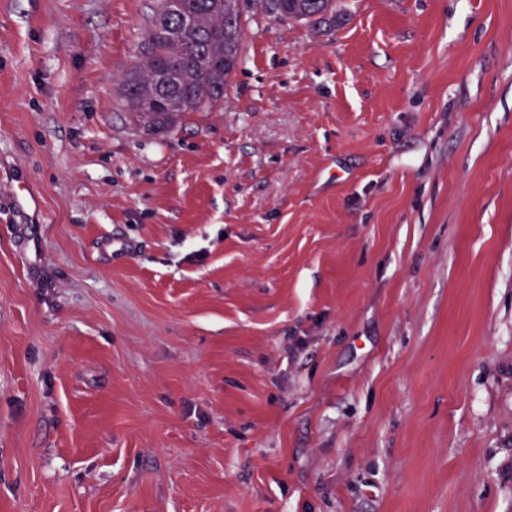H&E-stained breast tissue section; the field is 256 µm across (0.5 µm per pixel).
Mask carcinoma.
<instances>
[{
    "label": "carcinoma",
    "instance_id": "cac0c4a2",
    "mask_svg": "<svg viewBox=\"0 0 512 512\" xmlns=\"http://www.w3.org/2000/svg\"><path fill=\"white\" fill-rule=\"evenodd\" d=\"M249 12L317 25L343 9L340 0H172L151 26L164 37L119 81L123 110L159 133L217 104L241 64Z\"/></svg>",
    "mask_w": 512,
    "mask_h": 512
}]
</instances>
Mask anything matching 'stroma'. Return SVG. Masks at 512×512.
I'll list each match as a JSON object with an SVG mask.
<instances>
[{"label":"stroma","mask_w":512,"mask_h":512,"mask_svg":"<svg viewBox=\"0 0 512 512\" xmlns=\"http://www.w3.org/2000/svg\"><path fill=\"white\" fill-rule=\"evenodd\" d=\"M343 3L150 133L0 0V512H512V0Z\"/></svg>","instance_id":"stroma-1"}]
</instances>
